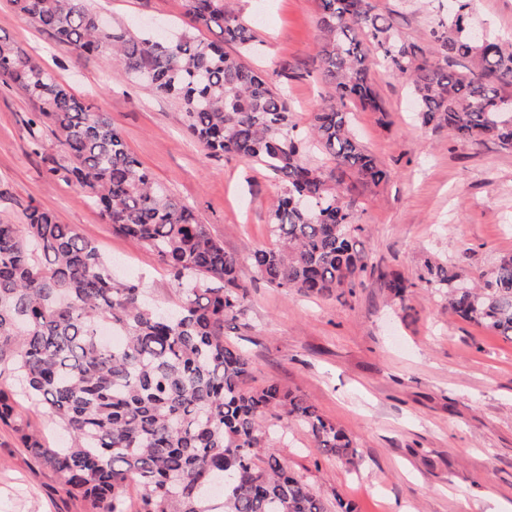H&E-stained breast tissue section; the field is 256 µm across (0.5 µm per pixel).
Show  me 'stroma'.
<instances>
[{
  "label": "stroma",
  "instance_id": "1",
  "mask_svg": "<svg viewBox=\"0 0 512 512\" xmlns=\"http://www.w3.org/2000/svg\"><path fill=\"white\" fill-rule=\"evenodd\" d=\"M392 15L403 40L429 48L432 23L448 0H373ZM93 8L154 34L185 23V0H91ZM263 42L252 65L286 87L293 118L311 125L330 88L319 76L316 0H228ZM475 26L512 39V0H475ZM0 36L26 49L93 111L108 113L132 153L193 208L237 255L249 291L245 315L226 326L230 344L250 359L248 384L269 382L307 395L325 418L350 433L357 469L314 448L293 427L276 449L284 465L328 504L356 512H512V342L448 312L424 287L391 298L380 273L414 277L433 253L478 273L512 254V150L488 141L455 144L418 123L402 78L375 69L383 112L355 108L360 141L391 173L351 193L366 231L361 248L374 273L353 293L284 295L254 272L250 251L269 246L268 214L280 183L259 165L215 159L190 140L182 105L136 81L120 63L60 50L51 36L0 0ZM33 106L0 85V222L19 224L28 205L53 211L112 260L115 276L138 283L157 303L178 295L152 251L113 232L62 171V137L41 131L32 151L26 121ZM0 512H87L60 477L0 424Z\"/></svg>",
  "mask_w": 512,
  "mask_h": 512
}]
</instances>
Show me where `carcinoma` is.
Instances as JSON below:
<instances>
[{
	"instance_id": "cac0c4a2",
	"label": "carcinoma",
	"mask_w": 512,
	"mask_h": 512,
	"mask_svg": "<svg viewBox=\"0 0 512 512\" xmlns=\"http://www.w3.org/2000/svg\"><path fill=\"white\" fill-rule=\"evenodd\" d=\"M191 30L169 40L96 23L89 0H12L17 14L78 57L117 58L157 93L178 99L181 120L213 156L255 162L281 184L269 210L274 243L252 253L268 285L285 294L330 296L355 287L369 264L364 231L343 186L389 178L352 128L349 104L381 112L370 71L403 78L420 125L465 146L494 139L512 149V39L476 37L471 0H452L448 21L430 29L431 50L402 40L372 0H318L317 57L334 90L308 131L292 122L288 98L244 57L260 40L224 0H186ZM219 29L223 43L193 30ZM461 68L448 66V58ZM0 83L34 105L30 126L63 135L66 181L79 187L113 231L158 258L178 306L149 302L139 285L112 277L92 241L30 205L24 222H0V374H10L38 413L71 439L51 448L0 388V423L59 474L88 512H130L126 487L143 494L137 512H329L291 475L274 449L298 425L345 465L358 449L304 394L276 383L248 388V357L224 340L247 310L238 258L209 225L158 183L129 151L112 118L91 107L13 41L0 38ZM318 152L336 173L313 165ZM380 278L404 301L422 285L461 319L512 340V256L474 282L463 261L424 258L417 281Z\"/></svg>"
}]
</instances>
